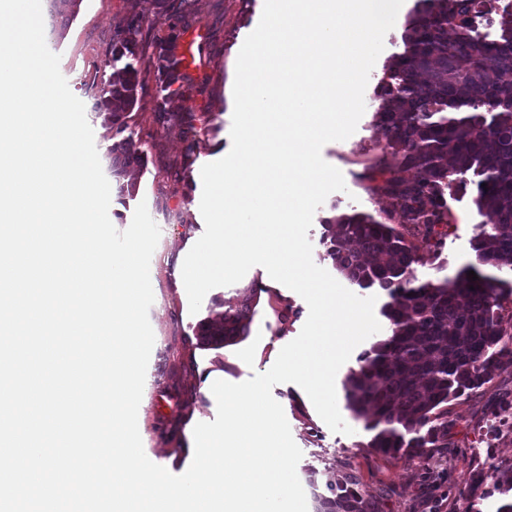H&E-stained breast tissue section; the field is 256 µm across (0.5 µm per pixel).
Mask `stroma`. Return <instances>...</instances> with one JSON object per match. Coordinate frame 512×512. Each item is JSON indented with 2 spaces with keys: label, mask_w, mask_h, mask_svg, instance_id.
Instances as JSON below:
<instances>
[{
  "label": "stroma",
  "mask_w": 512,
  "mask_h": 512,
  "mask_svg": "<svg viewBox=\"0 0 512 512\" xmlns=\"http://www.w3.org/2000/svg\"><path fill=\"white\" fill-rule=\"evenodd\" d=\"M264 0H195V22L178 35L179 46H191L196 64L189 74L191 84L162 90L154 62L136 60L141 89L130 113L127 133L147 154L144 169L136 175L138 191L129 197L112 191V218L116 229L125 230L138 204H146L161 236L150 263L154 303L149 310L155 342L150 355L138 428L146 456L175 475L184 473L194 455L193 428L214 420L217 403L211 385L221 379L241 383L267 371L281 348L300 333L307 317L306 302L294 291L272 280L260 266L251 268L236 285L217 287L205 296L197 314H190L183 284L173 275L179 253L189 252L204 232L200 212L201 168L224 157L231 149L232 88L235 64L245 38L256 28ZM148 20L153 39L174 35L173 21L154 0H81L79 12L63 33L54 35L51 50L60 57V70L67 74L71 92L87 107L86 118L93 129L102 167L110 165L112 123L106 114L92 112L95 95L112 72L110 43L132 11ZM185 114V121L157 124L159 107ZM364 112L356 132L348 139L327 143L322 149L326 162L338 168L346 188L331 193L314 214L308 238L314 262L332 269L322 241L323 219L337 209L356 206L370 212L386 208V199L374 196L362 175L378 153L380 131ZM194 151H187V142ZM474 187L448 197L453 221L440 225L443 245L422 248L418 278L436 273L455 275L474 262L472 248L482 217L473 198ZM260 285V303L248 335L235 345L221 349L201 346L198 323L223 312L226 301L238 290ZM512 392V364L478 392L452 401L449 446L427 462H407L373 452L363 445L367 433L362 422L352 421V434L332 432L319 417L306 393L296 384L281 383L272 389L289 423L293 439L302 451L297 474L306 494H313V481L340 474L344 468L357 471L364 493L379 502L381 512H495L496 497L465 495L477 473L488 465L512 468V443L490 446L486 422L501 409L503 393Z\"/></svg>",
  "instance_id": "stroma-1"
}]
</instances>
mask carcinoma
I'll use <instances>...</instances> for the list:
<instances>
[{"label":"carcinoma","instance_id":"carcinoma-1","mask_svg":"<svg viewBox=\"0 0 512 512\" xmlns=\"http://www.w3.org/2000/svg\"><path fill=\"white\" fill-rule=\"evenodd\" d=\"M159 5L189 28L194 0ZM79 6L80 0H59L61 27ZM488 9L495 14L487 32L471 17ZM177 39L148 41L136 12L112 34V63L129 62L113 68L94 109L109 115L115 134L137 102L139 54L154 49L167 88L188 78ZM403 45L376 88L374 123L385 140L364 174L390 207L376 214L352 208L322 227L336 270L390 298L383 308L390 332L346 375L345 408L370 433L365 447L412 460L448 447V404L512 363V325L501 314L512 300V0H416ZM110 153L119 179L146 164L130 136L113 142ZM470 184L478 213L488 218L477 225L475 262L452 277L418 279L420 244L440 245L437 227L452 221L446 196ZM260 292L252 287L226 305L222 321L199 323L201 344L221 348L247 335ZM487 481L486 494H500L496 512H512V484L482 474L476 483ZM325 487L315 494L316 512H379L352 471Z\"/></svg>","mask_w":512,"mask_h":512}]
</instances>
